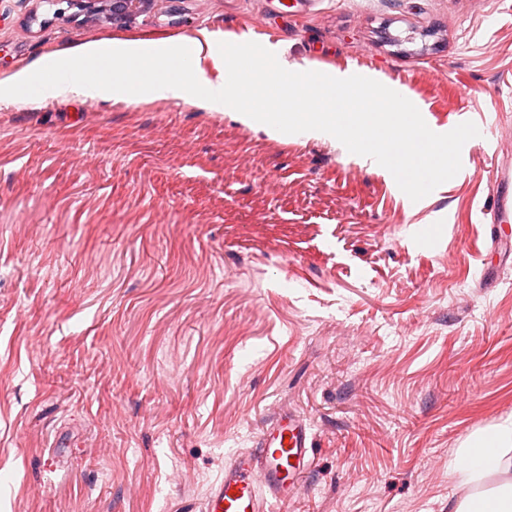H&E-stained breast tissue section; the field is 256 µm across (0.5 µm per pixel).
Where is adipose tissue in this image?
Segmentation results:
<instances>
[{
	"mask_svg": "<svg viewBox=\"0 0 512 512\" xmlns=\"http://www.w3.org/2000/svg\"><path fill=\"white\" fill-rule=\"evenodd\" d=\"M460 498L448 501V512H512V423L469 437L448 463ZM494 477L498 486L478 494L474 488Z\"/></svg>",
	"mask_w": 512,
	"mask_h": 512,
	"instance_id": "1",
	"label": "adipose tissue"
}]
</instances>
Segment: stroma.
<instances>
[{"label": "stroma", "mask_w": 512, "mask_h": 512, "mask_svg": "<svg viewBox=\"0 0 512 512\" xmlns=\"http://www.w3.org/2000/svg\"><path fill=\"white\" fill-rule=\"evenodd\" d=\"M208 31L476 124L419 201L333 137L161 95L0 108V512H202L287 408L316 460L279 512H448L512 417V0H0V77L90 42ZM496 193L493 197L492 206L487 214L490 215L489 224H499L498 240L502 237L501 224L512 223V192L509 195V188H512V168L502 165L496 171L495 181Z\"/></svg>", "instance_id": "obj_1"}]
</instances>
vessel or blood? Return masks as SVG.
<instances>
[{"label":"vessel or blood","instance_id":"1","mask_svg":"<svg viewBox=\"0 0 512 512\" xmlns=\"http://www.w3.org/2000/svg\"><path fill=\"white\" fill-rule=\"evenodd\" d=\"M495 184L490 221L511 224L512 167L497 169ZM313 463L312 433L305 420L277 412L261 429L254 447L225 463L224 476L210 488L202 512H272L295 495Z\"/></svg>","mask_w":512,"mask_h":512}]
</instances>
